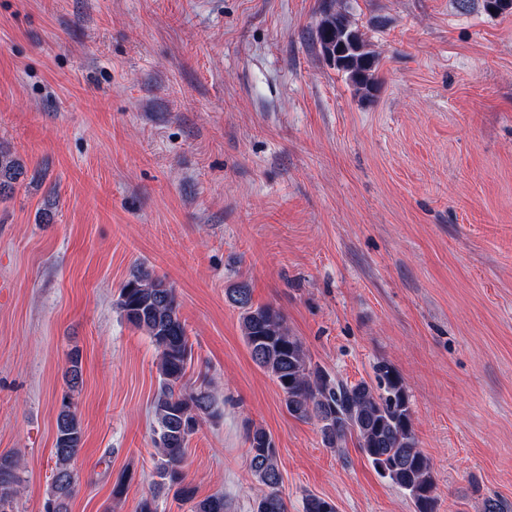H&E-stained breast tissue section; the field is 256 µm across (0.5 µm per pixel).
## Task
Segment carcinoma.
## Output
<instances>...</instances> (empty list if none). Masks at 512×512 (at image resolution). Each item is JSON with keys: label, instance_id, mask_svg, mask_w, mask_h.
Masks as SVG:
<instances>
[{"label": "carcinoma", "instance_id": "1", "mask_svg": "<svg viewBox=\"0 0 512 512\" xmlns=\"http://www.w3.org/2000/svg\"><path fill=\"white\" fill-rule=\"evenodd\" d=\"M316 41L328 63L347 75L358 94L368 96L378 88L376 54L367 48L360 31L346 12L329 5L316 27ZM25 174L23 165L0 148V195L13 190ZM225 297L239 310L243 340L253 361L277 384L288 414L318 423L328 448H342L356 441L377 474L402 489L415 512H436V484L432 465L417 446L407 385L390 365L376 368V385L337 381L312 364L301 341L285 317L268 305H256L245 283L225 289ZM117 308L134 327L149 336L158 356L160 392L152 408L157 423L154 446L158 488L194 502L192 512H227L222 496L195 500V489L183 470L186 448L201 421L214 415L216 396L210 385L189 388L183 383L192 346L180 316L176 289L146 267L136 269L120 288ZM65 380L74 390L82 383L79 352L70 354ZM55 474L43 512H68L76 492L72 462L83 444V428L70 397L63 398L56 418ZM250 471L265 487L251 505V512H288L278 487L282 474L277 448L263 428L247 435ZM22 458L0 455V512H16ZM302 512H336V505L307 493Z\"/></svg>", "mask_w": 512, "mask_h": 512}]
</instances>
